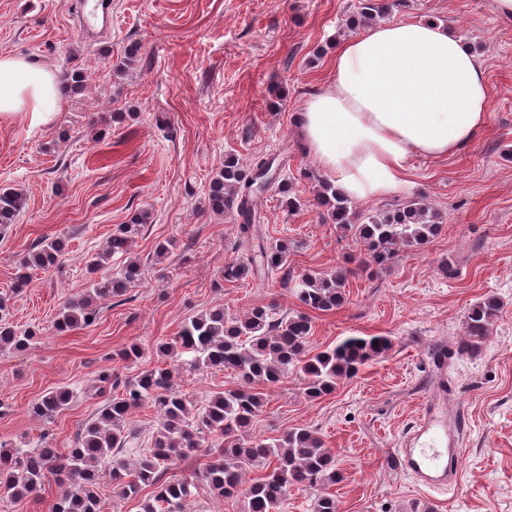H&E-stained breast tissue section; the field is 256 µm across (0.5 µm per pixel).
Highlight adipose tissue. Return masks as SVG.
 <instances>
[{"label": "adipose tissue", "mask_w": 512, "mask_h": 512, "mask_svg": "<svg viewBox=\"0 0 512 512\" xmlns=\"http://www.w3.org/2000/svg\"><path fill=\"white\" fill-rule=\"evenodd\" d=\"M332 80L310 97L297 124L315 162L343 195L386 196L411 158L441 159L483 132L490 90L477 56L446 25L378 23L337 43ZM60 103L56 72L0 56V116L47 123Z\"/></svg>", "instance_id": "obj_1"}]
</instances>
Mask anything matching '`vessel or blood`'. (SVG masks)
<instances>
[{"label": "vessel or blood", "instance_id": "obj_1", "mask_svg": "<svg viewBox=\"0 0 512 512\" xmlns=\"http://www.w3.org/2000/svg\"><path fill=\"white\" fill-rule=\"evenodd\" d=\"M105 7V0H82L80 31L83 35L94 37L99 12ZM462 430V420L449 416L444 404L425 401L396 450L399 465L421 488L447 487L457 474Z\"/></svg>", "mask_w": 512, "mask_h": 512}]
</instances>
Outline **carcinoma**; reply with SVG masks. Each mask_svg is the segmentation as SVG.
<instances>
[{"instance_id":"cac0c4a2","label":"carcinoma","mask_w":512,"mask_h":512,"mask_svg":"<svg viewBox=\"0 0 512 512\" xmlns=\"http://www.w3.org/2000/svg\"><path fill=\"white\" fill-rule=\"evenodd\" d=\"M388 0H359L358 10L346 27L353 31L390 13ZM64 88L80 91L85 74L72 70L63 76ZM272 158L258 156L250 164L230 154L210 183L208 204L216 216L238 220V232L251 234L252 215L258 195L275 189L287 197L288 211H296L300 199L290 196L287 182L255 185ZM317 202L344 237L361 245L358 267L382 269L403 248L418 249L440 231L442 213L412 200L394 208L368 214L356 223L351 199L322 181ZM25 206L22 192L0 191V227L13 224ZM150 223V212H135L128 223L117 225L105 248L84 258L93 275L86 293L67 300L54 322L58 332L88 327L97 319L98 304L125 302L124 296L142 275L139 260L131 256L135 239ZM264 267L272 275L288 278V242L279 240L262 247ZM64 245L57 240H39L22 257L16 288L28 283L29 270L58 264ZM118 263L104 273L105 261ZM353 270L334 273L306 272L293 280L291 290L303 307L282 314L272 304L255 306L241 316H230L224 308L193 315L184 321L177 336L154 347L163 361L177 362L173 368L157 366L126 377L116 369L103 370L96 379L95 393L106 396L96 416L76 433L71 448L61 452L50 434L40 436L32 447L24 436L0 437V494L11 502L35 499L50 477L62 488L53 512H100L98 488L112 485L120 499L142 497L141 512H187L197 484L206 485L223 498L241 497L245 512H285L294 489L312 494V512H339L330 487L342 478L336 457L324 441L308 427H294L276 438L253 436V426L262 413L266 394L253 388L259 383L272 387L289 375L302 383L303 395L317 400L333 394L338 385L356 377L369 362L385 356L392 347L386 336H347L321 352L309 348L313 312H330L347 301L346 283ZM255 274L254 260L247 256L224 266V280L247 281ZM501 302L488 297L473 304L464 321V336L456 346L460 357L472 356L492 334L499 319ZM7 300L0 298V354L21 353L41 338L40 329L15 326L10 321ZM204 369L235 376L238 387L211 396L194 397L174 382L180 372ZM74 397L70 387H59L32 404L31 413L49 422L68 408ZM153 406L159 427L149 438L128 422L131 413L145 404ZM204 452L208 462L190 477L176 480L168 472L177 462ZM261 474L249 479L250 470ZM148 494H143V491Z\"/></svg>"}]
</instances>
